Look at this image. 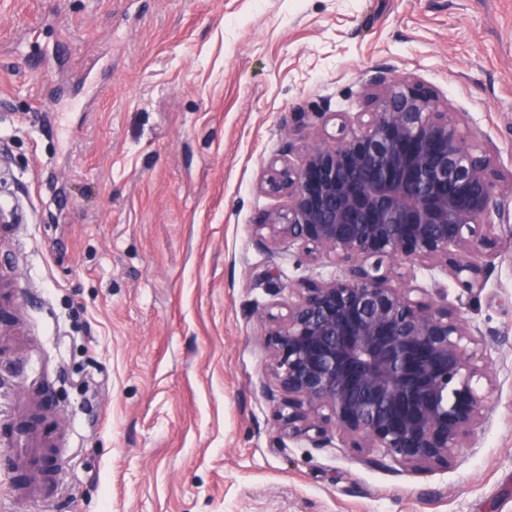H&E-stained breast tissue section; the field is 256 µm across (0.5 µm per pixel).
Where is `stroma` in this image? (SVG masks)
Wrapping results in <instances>:
<instances>
[{
  "label": "stroma",
  "instance_id": "stroma-1",
  "mask_svg": "<svg viewBox=\"0 0 512 512\" xmlns=\"http://www.w3.org/2000/svg\"><path fill=\"white\" fill-rule=\"evenodd\" d=\"M399 77L512 178V0H0V451L41 401L62 459L33 501L0 454V512H512L510 192L483 287L394 271L496 376L469 447L411 473L277 422L269 317L341 270L260 239L258 185Z\"/></svg>",
  "mask_w": 512,
  "mask_h": 512
}]
</instances>
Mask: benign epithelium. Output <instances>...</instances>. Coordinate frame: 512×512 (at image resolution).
Segmentation results:
<instances>
[{
	"mask_svg": "<svg viewBox=\"0 0 512 512\" xmlns=\"http://www.w3.org/2000/svg\"><path fill=\"white\" fill-rule=\"evenodd\" d=\"M376 111L336 140L306 141L298 166L260 188L288 196L257 230L299 241L342 275L292 290L272 329L271 374L288 403L280 426L313 442L325 424L351 447L379 450L410 471L446 461L486 422L491 368L461 312L389 271L443 265L467 291L497 241L491 152L409 81L375 96Z\"/></svg>",
	"mask_w": 512,
	"mask_h": 512,
	"instance_id": "obj_1",
	"label": "benign epithelium"
}]
</instances>
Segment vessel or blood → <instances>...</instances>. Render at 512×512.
<instances>
[{
    "label": "vessel or blood",
    "instance_id": "1",
    "mask_svg": "<svg viewBox=\"0 0 512 512\" xmlns=\"http://www.w3.org/2000/svg\"><path fill=\"white\" fill-rule=\"evenodd\" d=\"M11 460L14 470L21 475L16 483V497L37 500L52 493L60 465L43 439L12 449Z\"/></svg>",
    "mask_w": 512,
    "mask_h": 512
}]
</instances>
